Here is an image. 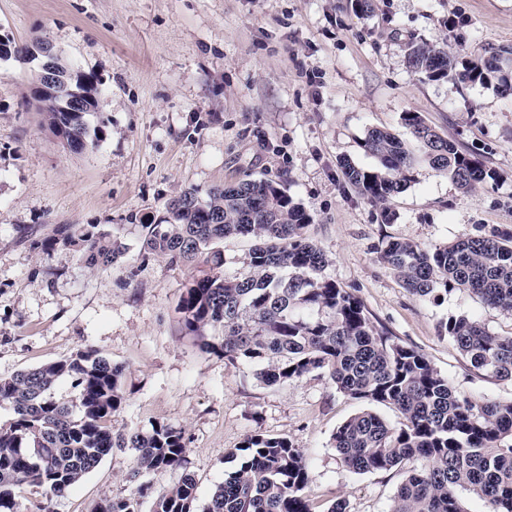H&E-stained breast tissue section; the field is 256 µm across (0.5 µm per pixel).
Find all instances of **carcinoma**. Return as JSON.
<instances>
[{"mask_svg":"<svg viewBox=\"0 0 512 512\" xmlns=\"http://www.w3.org/2000/svg\"><path fill=\"white\" fill-rule=\"evenodd\" d=\"M44 41L19 47L0 38V59L33 55ZM411 70L430 81L495 84L512 90V72L493 57L459 61L440 46L409 49ZM102 83L93 71L54 57V72L35 88L43 125L64 148L96 147L107 120L98 112ZM81 111L68 112L70 103ZM416 155L384 129L368 131L365 150L377 164L364 168L343 159L348 182L369 201L386 203L407 186L414 167L426 162L469 190L496 172L460 150L414 112L403 115ZM311 216L279 184L245 179L205 194L189 188L172 198L163 215L141 225V250L172 264L203 263L192 278L178 312L199 345L230 361L256 366L267 385L308 375L326 376L345 395L393 406L401 415L393 425L370 410L351 416L332 436L343 464L354 473L410 466L389 512H464L462 489L487 505L486 512H512V399L476 400L453 387L418 350L390 341L377 330L361 301L325 275L329 259L304 236ZM253 240L243 271L224 273L217 244L229 238ZM71 248L90 269L107 268L125 252L112 234L79 224H58L42 244ZM380 259L412 293L441 300L465 289L488 305L512 314V228L451 244L421 245L384 240ZM444 334L471 366L498 379H512V336H499L466 316L442 323ZM123 369L92 347L69 358L0 378V404L14 417L0 424V512H17L16 490H41V512H53L54 499L92 472L116 450L134 453L130 479L143 473L183 467L184 431L165 423L149 430L117 428L122 408ZM68 380L72 400L53 388ZM232 456L237 467L213 491L203 512H312L310 475L304 452L289 440L254 433ZM135 496L105 498L95 512H138ZM153 512H197L196 481H181L153 501Z\"/></svg>","mask_w":512,"mask_h":512,"instance_id":"obj_1","label":"carcinoma"}]
</instances>
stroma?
Masks as SVG:
<instances>
[{"instance_id": "1", "label": "stroma", "mask_w": 512, "mask_h": 512, "mask_svg": "<svg viewBox=\"0 0 512 512\" xmlns=\"http://www.w3.org/2000/svg\"><path fill=\"white\" fill-rule=\"evenodd\" d=\"M0 0V35L41 39L101 80L108 134L72 153L40 123L38 61L0 60V377L90 346L124 366L119 428L160 422L185 431L186 466L142 475L154 495L183 473L205 505L237 465L230 453L254 432L287 438L308 461L314 512H389L403 470L355 474L332 444L363 409L328 379L280 385L254 365L202 352L176 305L195 266L143 256L141 226L185 189L247 178L284 186L312 217L306 235L329 258L326 274L353 293L391 341L414 348L475 399H512V381L471 367L440 325L466 316L512 334V315L463 290L441 302L415 295L380 262L382 240L423 245L512 226V96L410 71L412 43L447 45L463 63L512 50V0ZM423 121L495 170L463 193L449 175L416 165L386 206L352 187L339 162L375 166L363 142L402 117ZM119 236L113 266L85 267L71 248L43 252L54 225ZM132 450L114 451L53 502L94 512L129 496Z\"/></svg>"}]
</instances>
